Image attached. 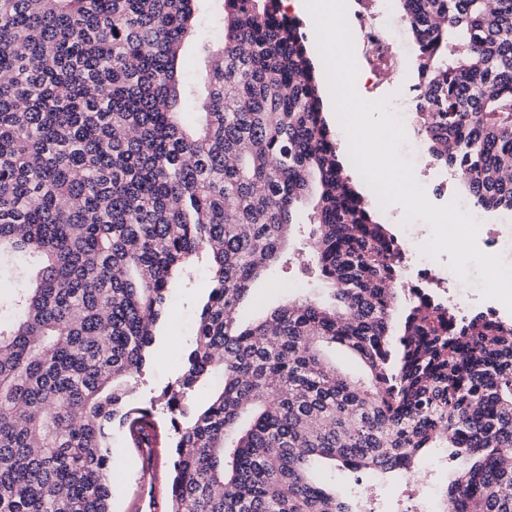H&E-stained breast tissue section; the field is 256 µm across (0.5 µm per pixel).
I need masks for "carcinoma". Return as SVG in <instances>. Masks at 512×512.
Segmentation results:
<instances>
[{"instance_id":"cac0c4a2","label":"carcinoma","mask_w":512,"mask_h":512,"mask_svg":"<svg viewBox=\"0 0 512 512\" xmlns=\"http://www.w3.org/2000/svg\"><path fill=\"white\" fill-rule=\"evenodd\" d=\"M196 2L0 0V512H112V430L138 448L140 420L174 449L170 512H361L313 463L390 477L429 448L463 464L453 512H512V322L403 303L394 234L351 181L280 0H222V43L197 46L202 120H184ZM399 3L428 152L475 206L512 213V0ZM300 224V270L334 303L242 325ZM203 257L166 421L129 397Z\"/></svg>"}]
</instances>
